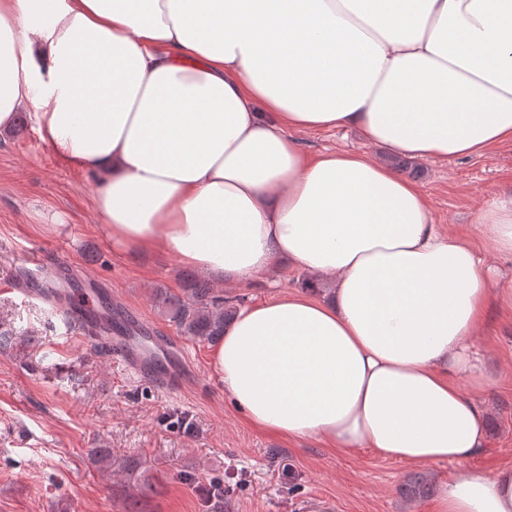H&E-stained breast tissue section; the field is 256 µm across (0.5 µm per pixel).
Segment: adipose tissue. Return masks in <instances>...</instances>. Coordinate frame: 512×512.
I'll list each match as a JSON object with an SVG mask.
<instances>
[{
	"mask_svg": "<svg viewBox=\"0 0 512 512\" xmlns=\"http://www.w3.org/2000/svg\"><path fill=\"white\" fill-rule=\"evenodd\" d=\"M96 178L102 232L215 283L276 260L328 284L240 307L210 364L256 428L408 464L487 446L472 338L512 311V192L482 249L435 224L366 154L297 133L355 128L425 160L512 140V0H0V131L20 107ZM434 512H512V466L440 488Z\"/></svg>",
	"mask_w": 512,
	"mask_h": 512,
	"instance_id": "adipose-tissue-1",
	"label": "adipose tissue"
}]
</instances>
